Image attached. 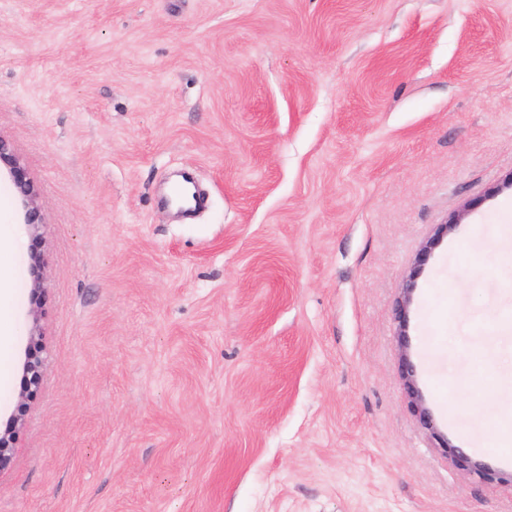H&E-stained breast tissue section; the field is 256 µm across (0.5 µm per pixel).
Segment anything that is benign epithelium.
Instances as JSON below:
<instances>
[{"instance_id":"benign-epithelium-1","label":"benign epithelium","mask_w":512,"mask_h":512,"mask_svg":"<svg viewBox=\"0 0 512 512\" xmlns=\"http://www.w3.org/2000/svg\"><path fill=\"white\" fill-rule=\"evenodd\" d=\"M0 160L6 161L10 165V171L15 179V184L21 196L23 207L25 208V217L27 224L35 236H40L43 226V217L38 205V192L32 181L26 178L20 160L12 152L9 144L0 139ZM471 203L466 202L462 205L457 214L436 225L434 233L427 237L420 245L417 253L418 259H423L431 252L436 241L444 234L451 231L457 224L461 223L464 216L470 211ZM415 290L414 275H408L403 287L400 289L395 305V321L397 322L396 336L399 343L400 360L402 362V380L406 390L409 403L414 412L417 413L418 421L424 429L428 439L433 447L439 448L448 455L451 462L461 466L469 472L480 478L486 476L484 467L471 461L462 450L449 445L448 438L445 437L436 427L429 409L426 407L422 393L417 387L415 370L408 354V344L405 339V322L408 309L413 301ZM41 336L38 307L31 310V326L29 330L30 347L25 353L22 363V372L24 377V386L21 391V398L29 399L34 396L40 386L41 370L43 360L39 355L38 341ZM25 425L24 418L20 415L12 416L0 429V472L6 470L12 463L16 443L19 434Z\"/></svg>"}]
</instances>
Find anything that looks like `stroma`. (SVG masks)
I'll use <instances>...</instances> for the list:
<instances>
[{"label":"stroma","instance_id":"35a3bbf8","mask_svg":"<svg viewBox=\"0 0 512 512\" xmlns=\"http://www.w3.org/2000/svg\"><path fill=\"white\" fill-rule=\"evenodd\" d=\"M0 139V512H512V0H0ZM10 165V171L15 179V184L21 196L27 224L31 227L36 237L40 236L43 226V217L38 205V192L32 181L26 178L20 160L12 152L9 144L0 139V160ZM471 203H464L457 214L447 218L441 224H437L434 233L427 237L420 245L417 253L418 260L420 262L424 257L429 255L436 241L444 234L451 231L457 224H460L464 216L470 211ZM11 266L7 249L0 242V383L5 379L7 357L11 351V340L15 336V324L12 320L11 302ZM414 290V275L410 274L405 280L403 287L400 289L395 305V321L397 322L396 336L398 338L400 360L402 362V380L409 403L414 409V412L417 413L419 424L421 428L424 429L428 439L432 442L433 447L440 448L444 454L448 455L453 464L469 470V472L477 475L479 478H483L486 476L484 467L477 462H472L459 448L450 446L448 438L438 430L429 409L426 407L423 395L417 387L415 370L408 354V344L405 339L406 316L413 301ZM32 290V297L34 299V307L31 310V326L29 330L30 347L25 353L24 361L22 363V372L24 377V386L21 391L22 399H29L34 396L40 386L41 370L43 360L39 355L38 341L41 336L39 314H38V300L44 290V285L41 279L34 281ZM23 415L12 416L0 428V472L6 470L12 463L19 434L24 428Z\"/></svg>","mask_w":512,"mask_h":512}]
</instances>
